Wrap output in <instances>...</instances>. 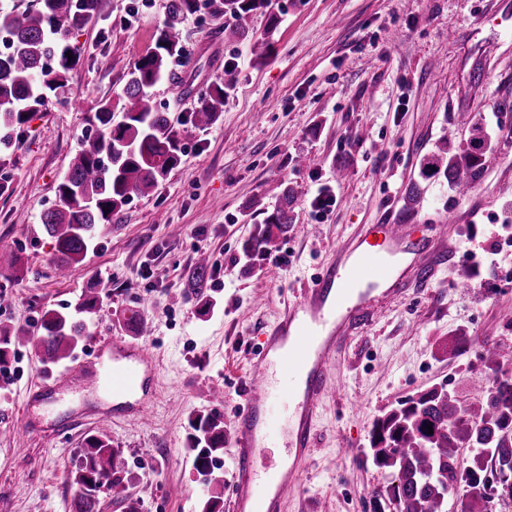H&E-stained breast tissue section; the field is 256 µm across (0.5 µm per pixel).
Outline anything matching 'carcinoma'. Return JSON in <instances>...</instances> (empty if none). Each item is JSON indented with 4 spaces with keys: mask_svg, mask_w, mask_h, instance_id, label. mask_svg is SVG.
Masks as SVG:
<instances>
[{
    "mask_svg": "<svg viewBox=\"0 0 512 512\" xmlns=\"http://www.w3.org/2000/svg\"><path fill=\"white\" fill-rule=\"evenodd\" d=\"M270 0H169L168 20L153 48L130 67L123 93L127 105L119 112L109 101L88 117L100 135L87 140L69 163L66 176L56 189L55 204L44 211L41 224L55 239L58 254L56 274L69 272L82 263L89 250L95 225L109 223L131 194H147L180 163L181 142L192 132L211 125L224 111L226 87L212 86L199 100L190 126L177 131L168 114L152 103L149 90L162 82L176 84L173 63L184 55L182 21L193 15L223 16L234 21L230 35L251 42V51L266 49L265 38L250 36L249 19L268 16L267 31L277 26L269 13ZM104 0H35L23 10L0 12V36L10 39L11 49L0 55V150H9L29 116L46 108L63 91L80 58L71 44L82 29L103 9ZM72 57H67V54ZM469 137L456 155L440 148L424 156L420 176H444L448 186L464 197L481 179L491 156L489 134L478 122L457 121ZM296 199L291 188H281L272 210L266 212L264 228L248 239L251 255L272 250L274 235L288 232L294 223ZM209 262L200 258L187 287L200 297L209 281ZM93 291L81 295L74 312L46 309L40 324L24 344L41 359L58 363L68 358L85 324L83 317L97 308ZM433 431H428V428ZM194 444L202 445L195 466L213 474V453L220 450L215 439L224 437L213 418L195 424ZM471 450L467 463L461 449ZM372 463L390 471L392 481L384 496L394 512H448L449 492L468 488L469 497L457 512H485L496 496H512V377L482 389L475 400L462 405L445 389L432 388L410 397L379 417L370 432ZM119 451L106 433L99 431L83 443L81 463L71 476L77 492L69 512H97L99 494L120 490L117 498L129 500L128 486L120 475Z\"/></svg>",
    "mask_w": 512,
    "mask_h": 512,
    "instance_id": "obj_1",
    "label": "carcinoma"
}]
</instances>
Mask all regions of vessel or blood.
I'll list each match as a JSON object with an SVG mask.
<instances>
[{
    "instance_id": "obj_1",
    "label": "vessel or blood",
    "mask_w": 512,
    "mask_h": 512,
    "mask_svg": "<svg viewBox=\"0 0 512 512\" xmlns=\"http://www.w3.org/2000/svg\"><path fill=\"white\" fill-rule=\"evenodd\" d=\"M415 225L405 221L364 225L351 243L319 267L311 283L300 289L283 315L263 333L244 380L236 412V456L233 472L236 512H281L284 495L309 460L315 445L314 422L335 385V366L354 333L382 308L379 288L401 290L407 279L429 282L432 270L421 263L426 238H415ZM112 353L110 366L99 357H85L51 383L61 388L98 379L113 400L135 399L127 421L145 417L149 400L143 395L156 359L145 340L123 336L101 339ZM287 440L293 455L279 473L274 492L263 476L270 441Z\"/></svg>"
}]
</instances>
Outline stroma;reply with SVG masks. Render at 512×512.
I'll return each mask as SVG.
<instances>
[{"label":"stroma","mask_w":512,"mask_h":512,"mask_svg":"<svg viewBox=\"0 0 512 512\" xmlns=\"http://www.w3.org/2000/svg\"><path fill=\"white\" fill-rule=\"evenodd\" d=\"M167 4L105 0L102 14L73 35L82 64L66 91L0 156V248L19 256L15 270L0 274V327L33 330L43 310H64L97 289L78 358L94 337L125 335V311L142 303L157 354L149 410L135 423L116 416L106 429L124 480L140 512H202L210 499L232 512L233 421L265 327L360 225L420 223L457 209L461 221L423 257L431 284L407 283L337 363L312 459L281 509L374 512L392 480L369 455L374 421L426 389L442 386L465 401L512 374V353L500 371L487 362L490 349L512 345V139L497 134L498 118L512 120L498 110L512 103V0H270L279 25L260 56L226 40L224 19H186L187 58L175 67L182 89L161 83L151 98L179 127L229 73L224 110L184 141L165 180L96 225L84 264L57 278L40 216L56 200L88 115L103 101L125 105L130 67L153 47ZM462 107L492 133L494 151L481 182L458 199L445 179H420L419 164L442 146L458 152L468 137L456 127ZM280 183L296 194L295 221L272 256L249 258L242 245ZM322 184L335 189L337 206L317 223L308 203ZM202 254L219 266L209 308L186 286ZM462 278L468 287H458ZM59 371L20 344L0 374V512H68V476L83 440L98 413H113L111 396L91 383L65 389L56 402L32 398ZM210 414L222 421L224 447L208 480L194 467L193 424ZM24 422L32 435L19 453ZM349 438L357 449L346 458L340 448Z\"/></svg>","instance_id":"1"}]
</instances>
